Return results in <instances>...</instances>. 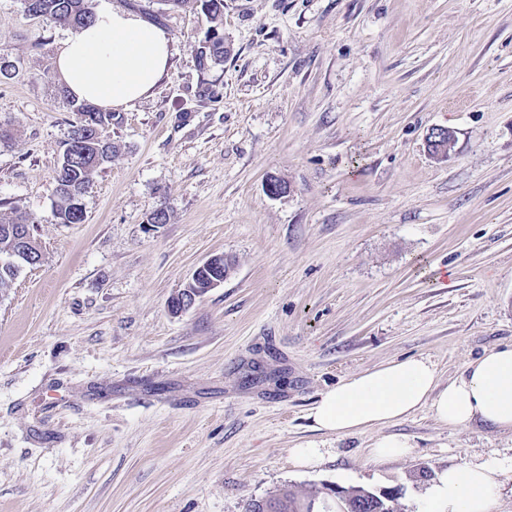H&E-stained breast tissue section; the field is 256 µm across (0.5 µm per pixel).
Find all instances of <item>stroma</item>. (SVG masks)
<instances>
[{"label": "stroma", "mask_w": 512, "mask_h": 512, "mask_svg": "<svg viewBox=\"0 0 512 512\" xmlns=\"http://www.w3.org/2000/svg\"><path fill=\"white\" fill-rule=\"evenodd\" d=\"M96 3L163 27L172 68L117 109L86 220L62 224L72 31L0 0V211L46 253L0 295V512H246L284 488L321 512L336 486L426 512L437 471L489 457L512 512L511 431L427 407L343 436L308 419L364 370L422 356L445 383L512 344V0H224L231 54L207 72L201 11ZM215 255L224 283L172 313ZM390 434L409 454L375 460ZM304 441L320 466L292 463Z\"/></svg>", "instance_id": "stroma-1"}]
</instances>
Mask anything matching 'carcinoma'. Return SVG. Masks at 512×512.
I'll return each instance as SVG.
<instances>
[{"label":"carcinoma","instance_id":"carcinoma-1","mask_svg":"<svg viewBox=\"0 0 512 512\" xmlns=\"http://www.w3.org/2000/svg\"><path fill=\"white\" fill-rule=\"evenodd\" d=\"M163 5L192 8L199 5L211 26L196 49V63L201 71L221 64L230 54L224 43V0H159ZM26 12L37 11L44 17L74 31L91 24L95 18V0H21ZM78 122L67 140V153L55 176V214L62 224H81L86 219L83 197L92 173L112 160L116 146L101 132L112 124L114 115L90 103L73 104ZM30 215L13 211L0 213V294L11 287L18 273L5 260L16 249L14 237L31 231ZM310 504L293 491L283 489L275 496L251 503L248 512H305Z\"/></svg>","mask_w":512,"mask_h":512}]
</instances>
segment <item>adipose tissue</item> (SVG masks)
Here are the masks:
<instances>
[{"instance_id": "obj_1", "label": "adipose tissue", "mask_w": 512, "mask_h": 512, "mask_svg": "<svg viewBox=\"0 0 512 512\" xmlns=\"http://www.w3.org/2000/svg\"><path fill=\"white\" fill-rule=\"evenodd\" d=\"M170 59L163 28L104 6L60 44L53 71L75 101L112 110L149 94L168 74ZM425 405L452 427L477 422L512 431V346L485 352L445 385L424 357L366 370L323 391L309 417L316 430L348 435L406 419ZM501 471L493 458L441 470L426 489L431 512H491Z\"/></svg>"}]
</instances>
